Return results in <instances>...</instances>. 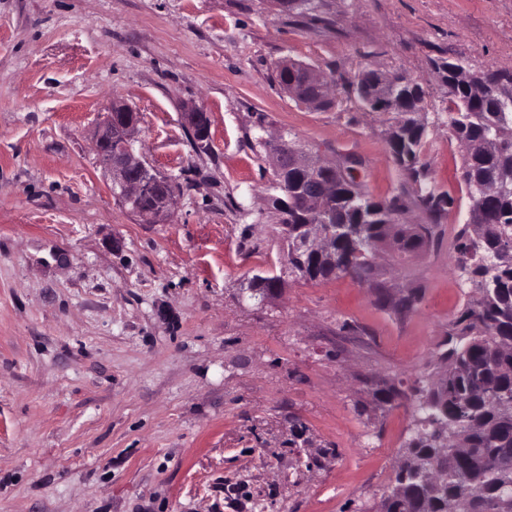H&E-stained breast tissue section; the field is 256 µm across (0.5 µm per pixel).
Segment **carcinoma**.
<instances>
[{"label": "carcinoma", "instance_id": "obj_1", "mask_svg": "<svg viewBox=\"0 0 512 512\" xmlns=\"http://www.w3.org/2000/svg\"><path fill=\"white\" fill-rule=\"evenodd\" d=\"M459 61L443 65L448 84V134L465 142L461 174L473 198L466 224L459 232L455 249L462 256V269L470 278L485 277L486 289L460 311L439 345L435 367L414 384L416 399L414 427L405 442V461L397 470L399 490L383 497L381 512H512V410L497 400L499 393H512V264L489 270L495 254L512 246V194L482 197L481 185L502 171L512 170V121H503L500 102L506 93L500 85L512 84V72L490 69L480 73L486 86L479 92L472 83L458 80ZM378 75L368 69L359 73L355 93L363 92ZM423 88L413 78L398 86L385 107L370 106L371 112H395L399 121L391 132L390 149L399 165L420 178L419 157L425 127L415 124L411 114L421 110ZM501 131L497 145L489 149L487 136ZM322 182L329 185L326 206L328 229L335 259H314L295 234L301 224L316 222L304 205L309 187L304 173L290 167L274 171L273 188L288 185V206L272 204L279 223L288 227V276L304 280L349 276L368 277L377 249L387 243L381 216L398 214L394 202L372 199L341 169ZM420 202L431 214L451 205V200L426 184L420 185ZM430 224H399L397 251L410 254L431 239ZM448 425V447L460 450L444 458L445 474L438 483L423 485L412 479L413 466L434 457L433 435ZM498 464V478L488 476L489 466Z\"/></svg>", "mask_w": 512, "mask_h": 512}]
</instances>
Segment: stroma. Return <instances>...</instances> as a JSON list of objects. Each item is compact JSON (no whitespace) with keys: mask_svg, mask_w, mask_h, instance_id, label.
I'll return each mask as SVG.
<instances>
[{"mask_svg":"<svg viewBox=\"0 0 512 512\" xmlns=\"http://www.w3.org/2000/svg\"><path fill=\"white\" fill-rule=\"evenodd\" d=\"M285 58L324 74L334 106L284 92ZM448 59L512 70V0H0V512H378L412 427L409 399L381 391L432 370L473 296ZM367 68L425 91L423 183L392 155L397 114L354 92ZM113 101L178 186L168 223L108 189L93 134ZM280 133L433 240L379 250L363 282L242 298L284 258L259 144ZM424 183L452 200L438 220ZM183 119L194 139L201 145H207L210 139V117L204 108L194 106L183 112Z\"/></svg>","mask_w":512,"mask_h":512,"instance_id":"35a3bbf8","label":"stroma"}]
</instances>
